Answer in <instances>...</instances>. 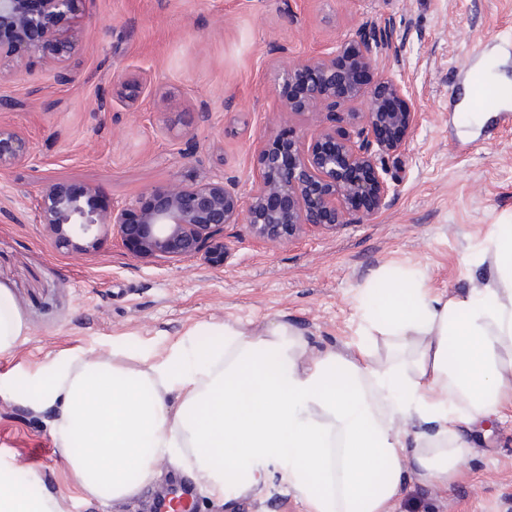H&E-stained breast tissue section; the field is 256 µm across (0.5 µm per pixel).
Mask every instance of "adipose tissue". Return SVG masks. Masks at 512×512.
<instances>
[{
    "label": "adipose tissue",
    "instance_id": "ef3b65f1",
    "mask_svg": "<svg viewBox=\"0 0 512 512\" xmlns=\"http://www.w3.org/2000/svg\"><path fill=\"white\" fill-rule=\"evenodd\" d=\"M493 246V278L467 292L381 289L346 353L309 354L283 321L227 322L190 354L140 367L62 357L23 392L54 412L77 484L103 503L136 497L165 458L227 500L273 470L304 512H392L408 483L458 478L466 431L512 418L511 224ZM25 334L0 286V355ZM0 512L58 510L0 477Z\"/></svg>",
    "mask_w": 512,
    "mask_h": 512
}]
</instances>
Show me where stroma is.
<instances>
[{
    "label": "stroma",
    "mask_w": 512,
    "mask_h": 512,
    "mask_svg": "<svg viewBox=\"0 0 512 512\" xmlns=\"http://www.w3.org/2000/svg\"><path fill=\"white\" fill-rule=\"evenodd\" d=\"M396 37L384 72L409 88L420 114L405 150L386 158L397 194L364 224L285 245L224 229L223 266L202 257L131 255L100 234L80 254L58 250L38 218L42 187L63 181L119 208L173 181H234L248 196L258 149L307 116L278 117L289 63L330 52L370 21ZM80 43L68 82L33 65L0 80V125L29 143L0 175V285L26 325L0 355V473L48 491L63 512H143V500H88L63 457L52 410L16 382L48 379L60 357L119 353L131 364L191 352L207 327L285 321L310 351H348L369 291L423 286L454 295L487 279L491 240L512 225V126L448 109L455 81L478 52L512 84V0H81L68 22ZM122 72L144 92L135 106L112 95ZM206 118H198V107ZM474 447L448 488L413 484L394 512H512V421L472 429ZM197 512H302L268 478L226 503L200 489Z\"/></svg>",
    "instance_id": "stroma-1"
}]
</instances>
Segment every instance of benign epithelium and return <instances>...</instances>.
Listing matches in <instances>:
<instances>
[{"label":"benign epithelium","instance_id":"1","mask_svg":"<svg viewBox=\"0 0 512 512\" xmlns=\"http://www.w3.org/2000/svg\"><path fill=\"white\" fill-rule=\"evenodd\" d=\"M78 3L0 0V62L12 63L20 73L42 60L66 80L65 63L78 36L62 30V24ZM392 38L391 26L371 22L330 53L288 65V83L301 88L282 103L280 116L307 114L316 125L259 150L247 197L222 178L173 182L119 209L98 211L84 202L92 190L77 193L64 182H49L40 194V223L58 248L72 253L93 247L99 233L110 228L138 257L200 255L213 267L224 265L225 226L241 220L255 238L271 243L365 223L397 194L385 159L404 148L418 121L407 87L380 69V52ZM141 89L140 81L113 75L112 94L128 105L136 104ZM358 102L364 111H351ZM343 111L348 128L336 125ZM28 153L24 137L0 126L1 175Z\"/></svg>","mask_w":512,"mask_h":512}]
</instances>
